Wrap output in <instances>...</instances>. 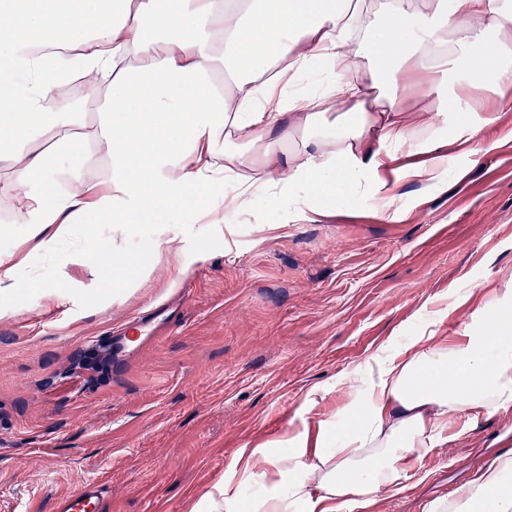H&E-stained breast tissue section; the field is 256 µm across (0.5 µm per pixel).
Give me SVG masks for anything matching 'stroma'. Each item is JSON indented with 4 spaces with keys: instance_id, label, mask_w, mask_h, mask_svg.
Returning a JSON list of instances; mask_svg holds the SVG:
<instances>
[{
    "instance_id": "obj_1",
    "label": "stroma",
    "mask_w": 512,
    "mask_h": 512,
    "mask_svg": "<svg viewBox=\"0 0 512 512\" xmlns=\"http://www.w3.org/2000/svg\"><path fill=\"white\" fill-rule=\"evenodd\" d=\"M470 138L477 155L446 146L441 182L398 186L401 222L360 196L323 219L297 192L279 210L255 199L223 224L188 204L161 224H80L48 250L0 199V254L15 264L0 274V512H56L90 482L104 512H188L239 448L329 416L339 376L435 309L440 335L455 336L512 276V109ZM155 238L165 252L136 268ZM105 265L129 287L105 284ZM161 304L168 331L140 325L131 363L105 361V336ZM316 389L324 399L304 411ZM511 415L449 432L368 512H427L466 491L512 452Z\"/></svg>"
}]
</instances>
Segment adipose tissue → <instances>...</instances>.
Segmentation results:
<instances>
[{
  "label": "adipose tissue",
  "mask_w": 512,
  "mask_h": 512,
  "mask_svg": "<svg viewBox=\"0 0 512 512\" xmlns=\"http://www.w3.org/2000/svg\"><path fill=\"white\" fill-rule=\"evenodd\" d=\"M73 68L94 113L60 99ZM312 71L321 91L294 92ZM474 89L512 108L507 0H0V195L45 248L73 225L129 228L189 198L219 224L259 187L276 209L303 189L319 217L358 192L399 221L398 185L441 181L443 142L472 154L469 132L496 124ZM412 92L434 108L404 111ZM439 320L342 375L315 428L240 448L207 512H364L450 425L511 406L512 289H492L454 339ZM427 510L512 512V453Z\"/></svg>",
  "instance_id": "1"
}]
</instances>
